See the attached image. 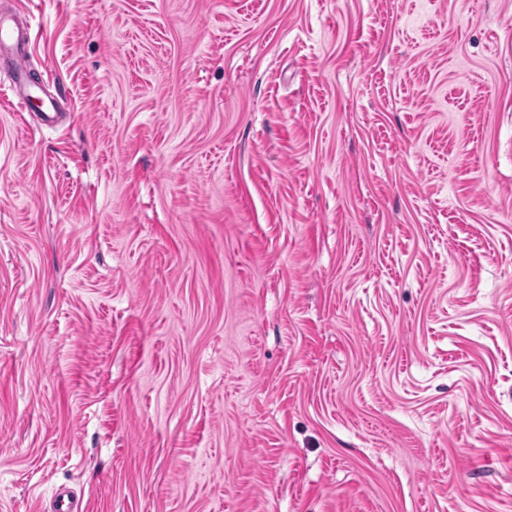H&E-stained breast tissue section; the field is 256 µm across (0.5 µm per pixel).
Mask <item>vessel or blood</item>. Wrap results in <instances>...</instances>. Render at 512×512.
Returning <instances> with one entry per match:
<instances>
[{
    "mask_svg": "<svg viewBox=\"0 0 512 512\" xmlns=\"http://www.w3.org/2000/svg\"><path fill=\"white\" fill-rule=\"evenodd\" d=\"M0 59L11 72L16 97L24 104H31L34 92L28 81L30 38L17 13L0 12ZM50 512H87V508L74 492L61 488L52 498Z\"/></svg>",
    "mask_w": 512,
    "mask_h": 512,
    "instance_id": "obj_1",
    "label": "vessel or blood"
}]
</instances>
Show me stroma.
Masks as SVG:
<instances>
[{
  "mask_svg": "<svg viewBox=\"0 0 512 512\" xmlns=\"http://www.w3.org/2000/svg\"><path fill=\"white\" fill-rule=\"evenodd\" d=\"M0 512H512V0H0ZM29 27L24 26L19 15L14 12L6 14L0 12V63L4 61L12 75V91L24 104H31L37 99L28 81L30 66V38ZM39 100V99H37ZM42 112H57L53 102L40 101ZM44 113L43 121L58 122L60 115ZM51 512H86V505L74 492L67 488L58 489L51 501Z\"/></svg>",
  "mask_w": 512,
  "mask_h": 512,
  "instance_id": "35a3bbf8",
  "label": "stroma"
}]
</instances>
